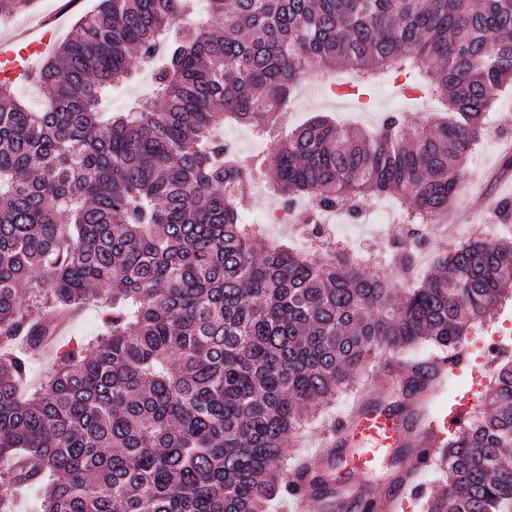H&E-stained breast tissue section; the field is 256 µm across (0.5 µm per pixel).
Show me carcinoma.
Returning a JSON list of instances; mask_svg holds the SVG:
<instances>
[{
	"label": "carcinoma",
	"instance_id": "cac0c4a2",
	"mask_svg": "<svg viewBox=\"0 0 512 512\" xmlns=\"http://www.w3.org/2000/svg\"><path fill=\"white\" fill-rule=\"evenodd\" d=\"M36 0H0V18ZM152 96L103 107L156 56ZM355 97L401 81L443 112L380 126L327 115L250 160L215 130H276L301 77ZM45 106L0 82V512L36 488L41 512H268L305 493L274 464L353 373L385 352L454 356L512 299V232L439 252L400 294L365 270L414 251L347 244L297 253L242 221L256 178L303 223L389 196L404 224H439L468 177L485 118L512 87V0H96L39 67ZM96 289L102 330L62 345L41 387L23 385L53 320ZM39 319L30 318L32 309ZM487 401L448 436L445 487L425 512H512V353L493 349ZM397 387L411 426L432 379Z\"/></svg>",
	"mask_w": 512,
	"mask_h": 512
}]
</instances>
